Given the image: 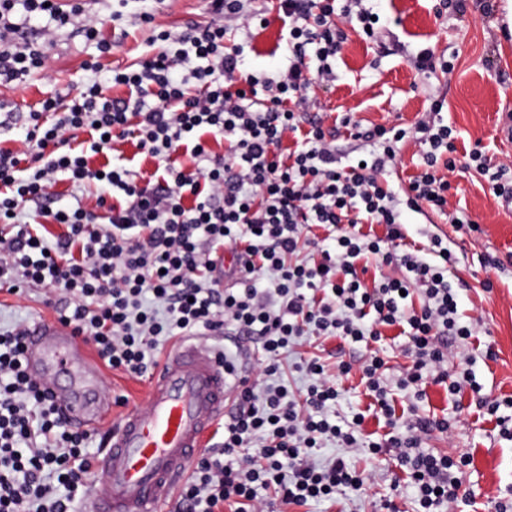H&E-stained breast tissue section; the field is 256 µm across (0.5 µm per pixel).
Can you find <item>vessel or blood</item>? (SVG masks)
Masks as SVG:
<instances>
[{
  "instance_id": "obj_1",
  "label": "vessel or blood",
  "mask_w": 512,
  "mask_h": 512,
  "mask_svg": "<svg viewBox=\"0 0 512 512\" xmlns=\"http://www.w3.org/2000/svg\"><path fill=\"white\" fill-rule=\"evenodd\" d=\"M28 373L74 422L90 427L109 406L96 364L71 326L39 322L29 330ZM231 375L220 351L195 342L176 349L154 374L146 409L126 411L104 450V488L93 512H156L223 415Z\"/></svg>"
}]
</instances>
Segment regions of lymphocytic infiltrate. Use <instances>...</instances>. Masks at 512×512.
Returning a JSON list of instances; mask_svg holds the SVG:
<instances>
[{
	"label": "lymphocytic infiltrate",
	"mask_w": 512,
	"mask_h": 512,
	"mask_svg": "<svg viewBox=\"0 0 512 512\" xmlns=\"http://www.w3.org/2000/svg\"><path fill=\"white\" fill-rule=\"evenodd\" d=\"M360 3L279 0L288 66L273 77H244L243 45L226 49L224 38L232 27L251 31L257 14L247 0H210L207 24L156 31L158 53L100 81L99 59L112 44L80 0L67 9L58 0H0V84L47 70L45 49L24 31L34 18H46L48 37L78 24L99 54L84 62L95 78L75 96L47 97L30 112L26 151L0 148V223L10 227L0 238V285L19 295L41 286L61 295L59 321L91 340L109 367L132 375L154 364L160 337L201 328L259 340L265 353L254 376H241L223 446L198 458L180 512H266L273 498L303 506L335 501L345 489L364 495L371 476L346 455L374 461L387 447L398 468L394 487L413 488L421 512H452L469 460L422 450L424 437L447 432L450 422L415 412L398 421L377 352L357 369L374 412L385 418L382 440L363 433V414L345 423L328 414L352 364L339 362L331 373L307 361L311 382L299 396L275 384L282 356L309 336L366 343L398 329L413 357L400 388L430 381L452 396L471 390L479 414L512 437V419L501 413L512 409V398L483 397L474 375L453 378L446 369L449 344L474 333L459 317L448 279L456 254L438 236L421 248L403 221L407 211L448 208L457 136L441 116L443 100H432L429 119L411 129L365 128L348 115L327 128L309 115L310 90L333 78L346 24L359 22L372 40L381 35ZM108 83L127 87L128 97L106 96ZM342 129L364 148L345 165L335 144ZM80 131L90 136L88 149L76 145ZM208 133L224 137L229 151L213 154ZM289 133L296 146L286 152ZM128 136L157 160L156 179L108 164L113 139ZM411 138L421 146L419 172L399 193L387 175ZM183 148L199 160L196 171L177 166ZM92 153L105 164L91 167ZM468 159L492 194L512 205V166L492 163L479 147ZM59 172L75 186L99 183L95 208L45 206ZM188 196L193 204H185ZM31 202L37 208L30 212ZM51 224L61 225L59 235L48 232ZM377 224L384 235L374 233ZM315 226L325 236L302 242L303 230ZM227 244L235 252L230 288L222 285L219 255ZM390 267L397 276L387 275ZM417 292L424 296L418 308ZM28 332L22 324L0 332V512H71L100 458L87 450L89 432L71 430L27 374ZM327 442L339 452L318 462L315 453Z\"/></svg>",
	"instance_id": "1"
}]
</instances>
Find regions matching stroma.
Returning a JSON list of instances; mask_svg holds the SVG:
<instances>
[{"label": "stroma", "instance_id": "35a3bbf8", "mask_svg": "<svg viewBox=\"0 0 512 512\" xmlns=\"http://www.w3.org/2000/svg\"><path fill=\"white\" fill-rule=\"evenodd\" d=\"M507 0H497L495 14L486 18L471 11L464 20L437 17L436 0H363V5L377 13L385 36L378 41L366 38L362 30L350 31L341 57L336 62V78L326 86H313L310 95L317 112L336 119L342 113H354L366 125H415L423 118L430 100L444 99L442 117L458 134L456 170L452 176L451 208L463 211L480 225L477 233L455 231L447 216L407 213L405 220L414 240L428 242L432 235L450 236L459 258L456 280L465 283L460 293L459 312L463 320L473 322L475 334L467 346L454 347L448 356V373L455 376L468 370L475 374L482 392L492 398H512V267L493 275L480 265L484 255L505 257L512 253V208L501 205L490 193L487 181L467 166V154L474 145H482L494 162L512 163V137L506 133L512 123V38H505L504 7ZM87 13L98 16L102 34L119 40L105 66H128L153 54L148 39L150 26L127 27L126 17L144 11H156L153 0H86ZM254 11L265 13L268 25L254 38L245 33L235 36L244 46L243 72L270 75L288 64L286 32L277 18L276 0H252ZM122 10L125 19L112 21L113 11ZM155 23L177 31L191 23H206L210 13L206 0H168L163 11H156ZM129 36H122V29ZM436 55L453 56L455 68L449 73L424 74L413 61L425 48ZM49 70L32 74L26 82L0 86V101L16 103L18 112L9 127L0 130V147L20 148L25 138L28 114L39 102L54 92L79 88L89 79L83 63L95 50L73 27L58 31L47 48ZM492 278L494 288L484 291L482 282ZM59 301L48 290L36 288L17 296L0 289V326L33 324L57 318ZM404 337L387 330L378 347L387 362L383 379L393 388L396 411L410 408L418 413L448 417L451 429L433 433L425 442L428 451L459 457L470 456L471 463L462 475L461 492L465 502L456 512H495L492 503L512 490V440L502 438L493 421L479 418L464 393L463 409H456L446 386L427 384L422 399L412 391L397 390L398 380L412 364L404 352ZM493 347L495 359L487 360L480 352ZM362 343H346L339 338L313 337L297 346L282 359V375L290 389L300 391L304 384L295 365L303 359L317 358L333 365L340 360L366 355ZM101 388L112 399L97 426L98 434L89 443L90 452L99 449V435L112 429L131 405L146 406L149 376L137 377L107 366H100ZM343 398L336 406L340 417L364 412V433H383L384 422L369 413L370 403L359 373L343 380ZM352 465L360 471L374 470L375 479L368 494L344 500L346 512H381V501L389 496V476L395 464L391 455H381L376 465L360 455H352Z\"/></svg>", "mask_w": 512, "mask_h": 512}]
</instances>
